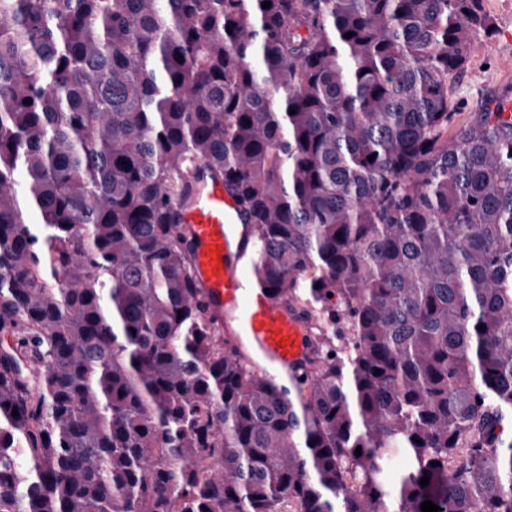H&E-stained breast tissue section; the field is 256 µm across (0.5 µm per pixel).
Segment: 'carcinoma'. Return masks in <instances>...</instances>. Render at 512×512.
Wrapping results in <instances>:
<instances>
[{
  "instance_id": "obj_1",
  "label": "carcinoma",
  "mask_w": 512,
  "mask_h": 512,
  "mask_svg": "<svg viewBox=\"0 0 512 512\" xmlns=\"http://www.w3.org/2000/svg\"><path fill=\"white\" fill-rule=\"evenodd\" d=\"M494 33L484 0H0V512H512V99L449 132ZM201 165L312 316L288 394L194 284Z\"/></svg>"
}]
</instances>
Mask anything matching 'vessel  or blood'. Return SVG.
I'll use <instances>...</instances> for the list:
<instances>
[{"label": "vessel or blood", "mask_w": 512, "mask_h": 512, "mask_svg": "<svg viewBox=\"0 0 512 512\" xmlns=\"http://www.w3.org/2000/svg\"><path fill=\"white\" fill-rule=\"evenodd\" d=\"M192 248L193 276L210 312L224 318L229 340L255 370L287 383L310 356L309 320L276 303L245 270L249 240L235 198L219 179L201 176L193 202L181 209ZM221 262H214L213 253Z\"/></svg>", "instance_id": "obj_1"}]
</instances>
